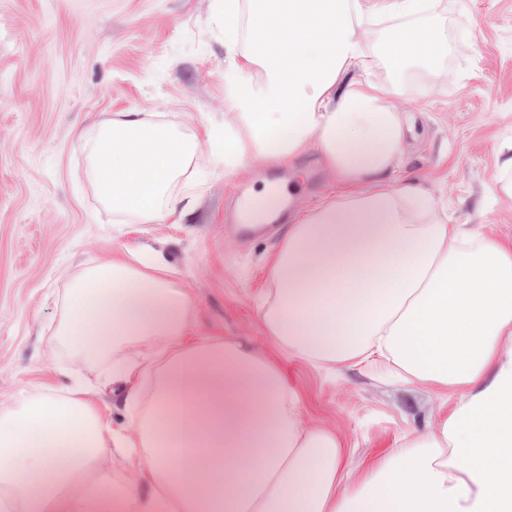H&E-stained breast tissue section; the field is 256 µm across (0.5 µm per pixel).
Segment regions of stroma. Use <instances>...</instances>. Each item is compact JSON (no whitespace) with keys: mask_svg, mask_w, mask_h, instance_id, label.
<instances>
[{"mask_svg":"<svg viewBox=\"0 0 512 512\" xmlns=\"http://www.w3.org/2000/svg\"><path fill=\"white\" fill-rule=\"evenodd\" d=\"M415 26L448 50L402 77L375 65L410 127L393 176L412 178L452 224L512 238V198L499 151L512 142V0H433ZM224 0H0V408L66 396L76 375L102 379L90 402L116 429L134 422L112 403V352L91 356L59 334L69 289L85 270L140 246L164 249L193 305L196 332L247 339L275 362L309 423L336 432L354 470L428 429L445 397L363 370L331 374L288 356L264 331L261 264L288 213L336 196L317 147L288 167L247 152L232 170L224 130ZM139 112L199 144L171 189L175 213L152 224L100 200L89 137L116 113ZM275 190L265 234L228 220L242 198Z\"/></svg>","mask_w":512,"mask_h":512,"instance_id":"stroma-1","label":"stroma"}]
</instances>
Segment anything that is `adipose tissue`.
Returning a JSON list of instances; mask_svg holds the SVG:
<instances>
[{
	"instance_id": "1",
	"label": "adipose tissue",
	"mask_w": 512,
	"mask_h": 512,
	"mask_svg": "<svg viewBox=\"0 0 512 512\" xmlns=\"http://www.w3.org/2000/svg\"><path fill=\"white\" fill-rule=\"evenodd\" d=\"M430 0H224V165L253 149L273 166L317 144L334 201L296 214L263 262L260 320L289 355L338 369L394 366L453 394L428 430L352 474L335 432L306 423L279 370L247 343L184 347L192 301L166 254L142 249L86 271L60 334L85 350L157 345L153 413L134 433L89 406V387L0 412V500L14 512H512V245L438 219L418 184L394 181L408 122L365 73L442 53L395 29L374 57L367 19L424 15ZM194 141L124 112L91 150L101 198L141 223L161 214ZM137 456L124 495L80 480L107 450Z\"/></svg>"
}]
</instances>
